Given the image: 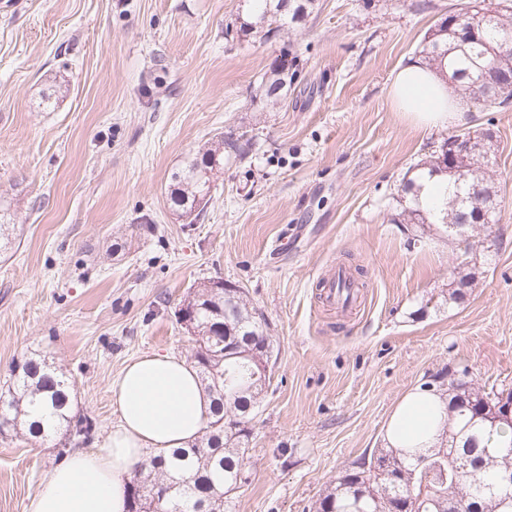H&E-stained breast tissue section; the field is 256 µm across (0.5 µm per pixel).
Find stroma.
I'll return each mask as SVG.
<instances>
[{
    "mask_svg": "<svg viewBox=\"0 0 512 512\" xmlns=\"http://www.w3.org/2000/svg\"><path fill=\"white\" fill-rule=\"evenodd\" d=\"M466 0H315L271 39L228 40L241 0H0V198L16 224L0 251V383L45 357L75 385L100 449L110 383L143 353L188 357L181 300L208 279L243 288L274 340L253 421L252 476L224 512H313L326 482L386 447L400 400L436 375L512 388V107L462 97L488 129L496 232L401 224L399 190L456 124L425 130L389 99L428 29ZM290 49L288 103L253 105ZM247 132L212 178L206 218H179L171 176L217 134ZM475 278L459 300L452 267ZM361 266L348 317L319 298ZM55 441L0 436V512H26Z\"/></svg>",
    "mask_w": 512,
    "mask_h": 512,
    "instance_id": "35a3bbf8",
    "label": "stroma"
}]
</instances>
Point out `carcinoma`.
Listing matches in <instances>:
<instances>
[{"instance_id":"carcinoma-1","label":"carcinoma","mask_w":512,"mask_h":512,"mask_svg":"<svg viewBox=\"0 0 512 512\" xmlns=\"http://www.w3.org/2000/svg\"><path fill=\"white\" fill-rule=\"evenodd\" d=\"M247 20L225 34L238 38L261 36L268 39L284 26L282 0H247ZM487 19L475 40L457 37L453 18L468 11L464 6L448 16L420 43L423 59L448 67V75L465 95L474 92L480 69L497 61L512 71V48L500 49L499 42L512 31V7L497 3L482 6ZM283 49L276 64L263 73L261 86L265 99L261 108L275 107L287 100L286 79H295L297 71L288 63ZM244 134L232 130L219 136L214 145L203 148L185 166L172 174L171 200L180 217L196 224L205 218L211 200L208 171L211 163L224 164V156L240 157ZM448 142L438 154L423 163L428 175L446 172L451 164ZM467 184L476 186L488 203L495 191L486 183L481 163L465 166ZM451 187L445 208L435 212V223L443 224L452 235V224L474 220V209L455 204L459 188L456 177L448 176ZM209 280L193 288L183 304L195 314L199 338L195 349L197 369L205 392L213 402V411L202 437L185 448L169 454L149 456L130 482L129 512H224V503L235 485L251 482L250 423L255 417L268 387L253 378L254 364L239 353L260 351L273 344L256 309L250 306L241 288H216ZM74 384L56 367L41 357H29L15 364L8 384L0 386V435L13 433L32 442L47 441L60 431L86 443L93 437L95 425L86 417L71 414ZM474 405L460 408L440 445L426 453H404L396 448H377L375 452L395 460L386 474H374L368 467L372 456L362 455L348 469L327 482L315 502L316 512H404L413 480L430 473L443 478L429 483L430 490L421 502L422 512H448V506L478 502L483 512H512V500L504 502L512 489L499 485L501 474L512 471V438L494 442L493 437L512 430V422H482L474 414L491 412L484 400V389L473 390Z\"/></svg>"}]
</instances>
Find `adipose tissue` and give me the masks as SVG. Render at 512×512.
<instances>
[{
  "label": "adipose tissue",
  "instance_id": "adipose-tissue-1",
  "mask_svg": "<svg viewBox=\"0 0 512 512\" xmlns=\"http://www.w3.org/2000/svg\"><path fill=\"white\" fill-rule=\"evenodd\" d=\"M390 98L412 121L438 127L464 119L465 111L443 70L426 62L400 69ZM115 421L102 447L75 450L40 479L26 512H127L128 486L147 454H168L200 437L212 410L195 369L170 354L127 361L110 385ZM446 404L419 390L390 416L386 438L395 448H430L438 442Z\"/></svg>",
  "mask_w": 512,
  "mask_h": 512
}]
</instances>
